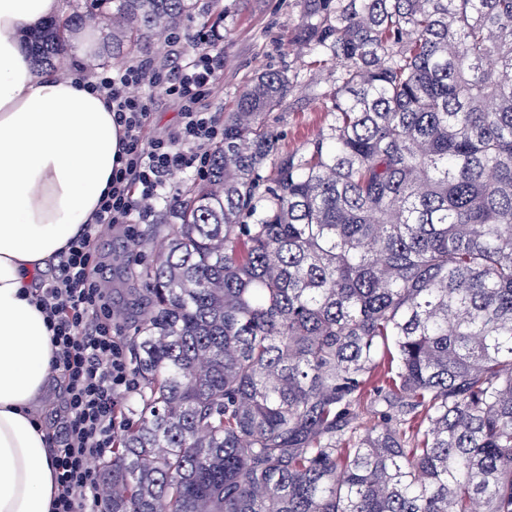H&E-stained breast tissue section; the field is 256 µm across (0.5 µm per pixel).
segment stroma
<instances>
[{"label":"stroma","instance_id":"stroma-1","mask_svg":"<svg viewBox=\"0 0 512 512\" xmlns=\"http://www.w3.org/2000/svg\"><path fill=\"white\" fill-rule=\"evenodd\" d=\"M306 9L305 0H224V22L213 34L212 47L224 57L223 76L210 100L217 118L235 111L240 92L258 73L281 70L294 77L285 104L265 116L283 152L305 149L331 120L325 94L335 86L336 68L320 63L316 52L301 42ZM80 34L86 42L85 55L60 58L58 71H80L90 77L106 65L114 70L127 66L124 58L102 61L110 29L90 18ZM165 232V225L151 221L137 225L131 236L119 227L105 230L96 243L97 253L106 256L110 265L112 308L122 335L133 334L150 309L137 272L155 258Z\"/></svg>","mask_w":512,"mask_h":512}]
</instances>
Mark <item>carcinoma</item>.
Instances as JSON below:
<instances>
[{
	"instance_id": "carcinoma-1",
	"label": "carcinoma",
	"mask_w": 512,
	"mask_h": 512,
	"mask_svg": "<svg viewBox=\"0 0 512 512\" xmlns=\"http://www.w3.org/2000/svg\"><path fill=\"white\" fill-rule=\"evenodd\" d=\"M86 2L114 56L224 18ZM308 2L332 120L279 151L292 81L260 74L166 206L110 512H512V0ZM84 18L26 35L38 67Z\"/></svg>"
}]
</instances>
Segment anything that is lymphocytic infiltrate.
Segmentation results:
<instances>
[{"mask_svg":"<svg viewBox=\"0 0 512 512\" xmlns=\"http://www.w3.org/2000/svg\"><path fill=\"white\" fill-rule=\"evenodd\" d=\"M165 40L184 45V53L163 65L144 60L116 72L106 69L88 81L123 131L118 164L93 223L82 226L57 255L53 275L35 287L52 333L55 368L65 380L61 432L47 437L59 485L53 512H102L105 498L92 462L111 453L119 408L136 386L94 244L108 228L134 234L160 202L172 200L170 176L186 168L206 174L210 146L224 139L223 125L205 106L223 74V56L212 50L204 30L186 37L176 28ZM158 94L176 103L180 120L150 136Z\"/></svg>","mask_w":512,"mask_h":512,"instance_id":"f902f5d3","label":"lymphocytic infiltrate"}]
</instances>
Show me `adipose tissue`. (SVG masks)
Listing matches in <instances>:
<instances>
[{
	"label": "adipose tissue",
	"mask_w": 512,
	"mask_h": 512,
	"mask_svg": "<svg viewBox=\"0 0 512 512\" xmlns=\"http://www.w3.org/2000/svg\"><path fill=\"white\" fill-rule=\"evenodd\" d=\"M59 12V0H0V512H51L34 408L54 347L30 285L90 222L118 157L103 98L33 69L22 34Z\"/></svg>",
	"instance_id": "adipose-tissue-1"
}]
</instances>
